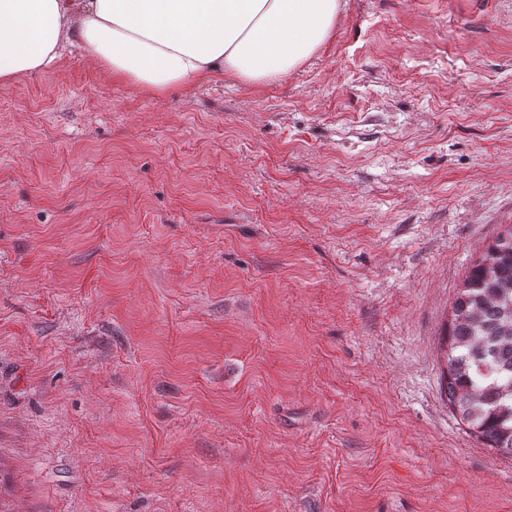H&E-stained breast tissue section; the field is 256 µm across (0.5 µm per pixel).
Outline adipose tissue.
I'll list each match as a JSON object with an SVG mask.
<instances>
[{
	"instance_id": "ef3b65f1",
	"label": "adipose tissue",
	"mask_w": 512,
	"mask_h": 512,
	"mask_svg": "<svg viewBox=\"0 0 512 512\" xmlns=\"http://www.w3.org/2000/svg\"><path fill=\"white\" fill-rule=\"evenodd\" d=\"M341 0H0V85L76 48L145 93L214 74L267 85L331 38Z\"/></svg>"
}]
</instances>
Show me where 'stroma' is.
I'll return each mask as SVG.
<instances>
[{
    "label": "stroma",
    "instance_id": "35a3bbf8",
    "mask_svg": "<svg viewBox=\"0 0 512 512\" xmlns=\"http://www.w3.org/2000/svg\"><path fill=\"white\" fill-rule=\"evenodd\" d=\"M343 3L270 85H0V512H512L441 350L512 224V0Z\"/></svg>",
    "mask_w": 512,
    "mask_h": 512
}]
</instances>
